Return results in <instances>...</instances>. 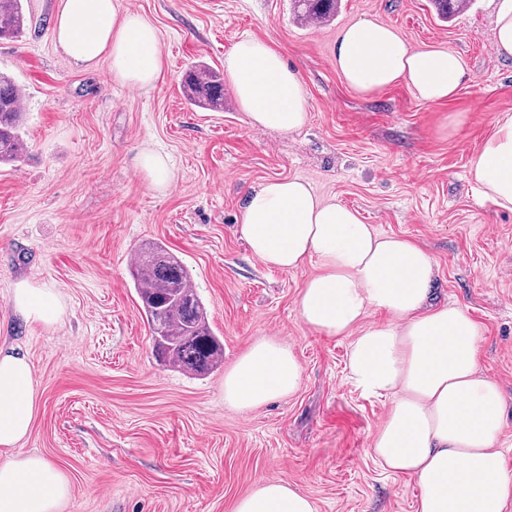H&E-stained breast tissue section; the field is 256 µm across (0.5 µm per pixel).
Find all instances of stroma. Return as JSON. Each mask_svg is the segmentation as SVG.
Instances as JSON below:
<instances>
[{"instance_id": "obj_1", "label": "stroma", "mask_w": 512, "mask_h": 512, "mask_svg": "<svg viewBox=\"0 0 512 512\" xmlns=\"http://www.w3.org/2000/svg\"><path fill=\"white\" fill-rule=\"evenodd\" d=\"M158 30L164 69L140 90L109 60L72 64L52 36L56 0H23L29 19L0 41V72L23 89L20 161L0 165V344L28 351L41 391L23 441L69 479L65 512H231L261 482L296 487L316 512H416L419 488L383 470L369 448L390 400L363 395L345 370L350 340L300 319L315 264L266 268L237 232L251 188L300 178L356 210L382 236L410 239L436 263V297L464 306L484 332L480 369L507 410L500 437L512 472V212L469 174L492 121L512 114V61L493 51L490 0L439 21L428 0H342L320 28L294 22L288 0H119ZM392 26L416 47L460 54L457 96L428 105L403 86L363 95L334 64L340 31ZM256 37L301 75L309 121L283 134L251 129L232 89L220 112L186 103V68L223 69ZM460 118L458 127L446 126ZM171 159L170 189L139 174L143 149ZM179 256L224 341L221 365L188 376L160 364L129 273L144 243ZM56 289L66 315L27 324L11 304L20 280ZM290 348L302 379L250 411L224 401V376L259 339Z\"/></svg>"}]
</instances>
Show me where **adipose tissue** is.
<instances>
[{
	"label": "adipose tissue",
	"instance_id": "adipose-tissue-1",
	"mask_svg": "<svg viewBox=\"0 0 512 512\" xmlns=\"http://www.w3.org/2000/svg\"><path fill=\"white\" fill-rule=\"evenodd\" d=\"M53 38L74 62L101 59L125 84L150 89L163 60L156 28L118 0H58ZM334 66L361 94L403 84L437 105L455 97L465 76L461 56L446 48L413 47L391 26L372 20L345 27ZM236 98L255 129L284 133L308 121L298 72L267 43L239 40L224 59ZM483 196L512 211V115L494 121L470 159ZM238 232L265 266L283 271L318 265L301 285V320L351 343L346 369L364 394L392 396L372 436L371 453L386 471L412 478L417 512H512V475L497 450L505 401L480 370L482 333L459 305L432 301L435 262L419 245L377 234L359 213L321 200L298 178L270 179L247 194ZM12 301L32 324L54 327L64 307L59 293L17 283ZM386 313L383 321L370 314ZM301 366L291 349L257 340L224 376V399L251 410L293 393ZM41 401L27 352L0 347V512H64V473L23 452ZM232 512H316L310 497L281 481H266L239 498Z\"/></svg>",
	"mask_w": 512,
	"mask_h": 512
}]
</instances>
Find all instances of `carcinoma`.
Instances as JSON below:
<instances>
[{"instance_id":"carcinoma-1","label":"carcinoma","mask_w":512,"mask_h":512,"mask_svg":"<svg viewBox=\"0 0 512 512\" xmlns=\"http://www.w3.org/2000/svg\"><path fill=\"white\" fill-rule=\"evenodd\" d=\"M430 2L439 18L447 22L467 10L473 0ZM339 3L289 0L300 23L332 21ZM26 22L22 0H0V39L17 37ZM182 87L189 105L224 110V77L218 71L193 65L185 71ZM23 126L22 89L11 77L0 74V163L17 162L25 152ZM130 270L158 361L192 376L216 367L224 355V345L209 326L206 308L190 284L182 259L156 243L135 250Z\"/></svg>"}]
</instances>
